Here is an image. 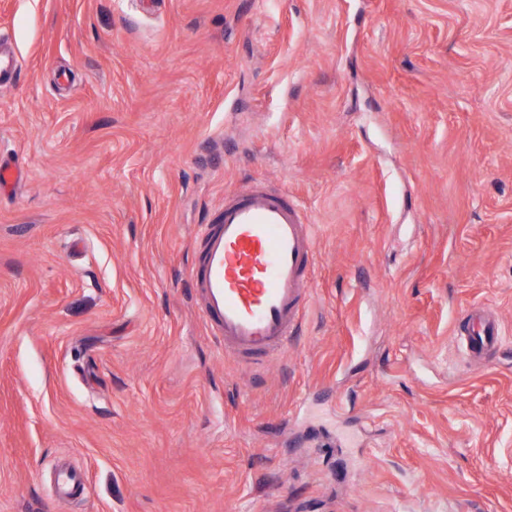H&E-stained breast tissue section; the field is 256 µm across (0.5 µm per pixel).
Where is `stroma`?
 Instances as JSON below:
<instances>
[{"label": "stroma", "instance_id": "1", "mask_svg": "<svg viewBox=\"0 0 512 512\" xmlns=\"http://www.w3.org/2000/svg\"><path fill=\"white\" fill-rule=\"evenodd\" d=\"M0 51V512H512V0H0ZM252 182L316 251L245 370L191 266ZM458 335L467 360L474 369H483L492 363L502 340L499 321L479 309L466 315ZM85 480L86 478L84 473L73 468L62 467L56 471L55 482L58 492L61 495L75 493L82 490Z\"/></svg>", "mask_w": 512, "mask_h": 512}]
</instances>
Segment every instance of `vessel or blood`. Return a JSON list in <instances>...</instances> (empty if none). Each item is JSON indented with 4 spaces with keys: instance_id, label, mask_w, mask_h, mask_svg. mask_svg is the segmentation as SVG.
Instances as JSON below:
<instances>
[{
    "instance_id": "obj_1",
    "label": "vessel or blood",
    "mask_w": 512,
    "mask_h": 512,
    "mask_svg": "<svg viewBox=\"0 0 512 512\" xmlns=\"http://www.w3.org/2000/svg\"><path fill=\"white\" fill-rule=\"evenodd\" d=\"M204 249L193 267L201 315L225 354L246 367L284 355L310 297L315 235L309 216L287 193L249 184L224 198L201 231ZM502 340L498 320L475 309L463 319L459 342L476 369L492 363ZM60 494L83 489V472L64 467Z\"/></svg>"
}]
</instances>
